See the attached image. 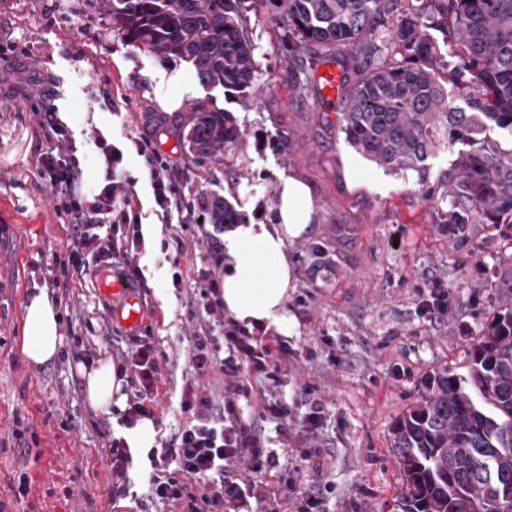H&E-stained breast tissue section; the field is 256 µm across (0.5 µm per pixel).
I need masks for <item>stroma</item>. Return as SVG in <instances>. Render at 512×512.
<instances>
[{
	"label": "stroma",
	"mask_w": 512,
	"mask_h": 512,
	"mask_svg": "<svg viewBox=\"0 0 512 512\" xmlns=\"http://www.w3.org/2000/svg\"><path fill=\"white\" fill-rule=\"evenodd\" d=\"M252 40L258 74L250 103L196 81L181 111L167 114L155 91L190 62L128 45L84 0H0V512H129L147 491L143 457L129 463L126 488L113 485L108 445L117 425L88 406L78 371L85 355L112 360L130 342L97 290L108 266L98 263L64 288L52 282L68 263L70 226L64 199L36 167L49 148L42 108L78 118L70 138L83 195L94 193L102 170L99 135L122 152L117 170L130 179L143 221L163 225L138 291L142 323L168 358L158 387L160 450L189 419L182 392L209 390L191 367L192 336L205 325L223 336L224 321L205 312L200 295V273L212 266L208 214L163 224L134 139L153 141L184 203L220 195L251 224L273 222L282 179L309 186L315 221L287 249L295 319L288 345L299 358L279 374L278 392L293 410L292 449L278 454V472L293 487L281 512H295L315 489L326 512H394L402 476L392 423L421 396L428 374L462 369L512 297V224L464 225L460 249L438 222L455 153L429 158L422 182L385 171L348 146L338 110L296 95L274 21H257ZM194 107L231 113L244 132L240 153L198 159L176 135L155 129L156 116L173 122ZM435 282L447 288L450 308L432 319L419 301ZM43 287L58 301L65 344L62 357L35 367L20 353L23 310ZM309 397L323 406L311 434L303 419ZM300 447L313 457H299Z\"/></svg>",
	"instance_id": "35a3bbf8"
}]
</instances>
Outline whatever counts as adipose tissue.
Segmentation results:
<instances>
[{
  "label": "adipose tissue",
  "instance_id": "1",
  "mask_svg": "<svg viewBox=\"0 0 512 512\" xmlns=\"http://www.w3.org/2000/svg\"><path fill=\"white\" fill-rule=\"evenodd\" d=\"M315 219L309 187L294 178L279 186L277 218L272 224H239L224 235L227 266L221 281L224 311L245 328L289 336L294 319L287 310L288 287L294 278L287 247L304 236ZM63 344L60 313L48 289H39L24 309L21 353L30 364L54 360ZM85 394L93 409H123L126 381L116 367L100 361L82 369Z\"/></svg>",
  "mask_w": 512,
  "mask_h": 512
}]
</instances>
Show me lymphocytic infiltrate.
I'll use <instances>...</instances> for the list:
<instances>
[{
	"instance_id": "1",
	"label": "lymphocytic infiltrate",
	"mask_w": 512,
	"mask_h": 512,
	"mask_svg": "<svg viewBox=\"0 0 512 512\" xmlns=\"http://www.w3.org/2000/svg\"><path fill=\"white\" fill-rule=\"evenodd\" d=\"M96 146L106 183L92 196L77 192L81 170L75 154L47 151L38 160V172L55 194L70 200L66 211L71 233L66 245L73 276H82L91 263L107 260L134 293L143 283L135 262L144 248L136 212L138 198L115 169L119 152L101 138ZM135 146L148 169L156 205L163 214H176L179 223H189L191 212L177 196L168 165L158 163L148 141H136ZM224 340L220 347L207 331L193 336L192 366L198 375H217L222 395H201L191 387L183 391L181 410L190 419L179 428L166 454L177 466L169 468L164 456L150 455L149 502L175 506L182 512H243L253 501L266 505L270 491L266 476L279 464L278 448L288 445L292 415L275 388L282 367L297 353L281 339L239 325L226 331ZM163 359L152 341L140 337L133 338L118 355L120 375L135 386L119 418L122 425L131 427L139 419L154 417ZM253 396L260 400V418L277 421L278 440L266 437L255 423L242 418L238 401ZM264 512L277 510L266 505Z\"/></svg>"
}]
</instances>
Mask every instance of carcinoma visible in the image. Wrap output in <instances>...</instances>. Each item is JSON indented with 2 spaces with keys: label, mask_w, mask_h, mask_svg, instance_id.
I'll return each mask as SVG.
<instances>
[{
  "label": "carcinoma",
  "mask_w": 512,
  "mask_h": 512,
  "mask_svg": "<svg viewBox=\"0 0 512 512\" xmlns=\"http://www.w3.org/2000/svg\"><path fill=\"white\" fill-rule=\"evenodd\" d=\"M134 48L189 61L204 85L244 93L257 69L250 13L263 6L282 32L284 69L341 68L340 131L359 155L425 183V161L462 146L440 223L455 236L474 215L512 224V0H85ZM440 37H435L434 33ZM453 82L467 109L453 103ZM189 151L232 156L243 130L227 112L179 119ZM210 223L245 214L222 196ZM403 475L396 512H512V306L473 345L465 371L433 372L394 422Z\"/></svg>",
  "instance_id": "cac0c4a2"
}]
</instances>
